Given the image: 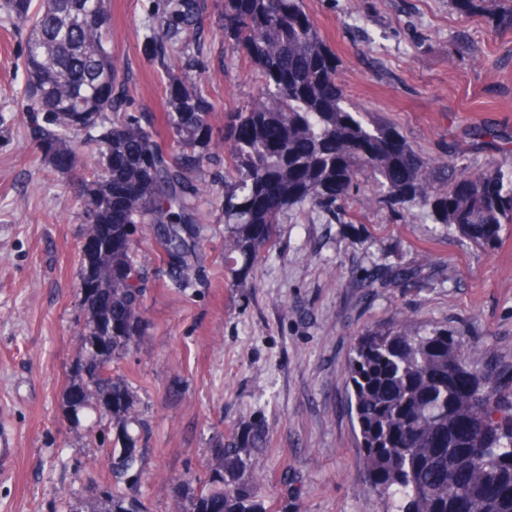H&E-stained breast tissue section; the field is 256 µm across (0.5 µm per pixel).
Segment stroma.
<instances>
[{
    "instance_id": "stroma-1",
    "label": "stroma",
    "mask_w": 512,
    "mask_h": 512,
    "mask_svg": "<svg viewBox=\"0 0 512 512\" xmlns=\"http://www.w3.org/2000/svg\"><path fill=\"white\" fill-rule=\"evenodd\" d=\"M166 0H112L122 112L159 123L165 74L152 38ZM338 59L349 102L389 121L428 157L474 169L512 161V30L451 0H304ZM207 0L187 74L214 110L246 108L257 75L227 48ZM24 33L0 13V512H67L108 482L90 411L65 393L79 335L87 214L40 151L27 113ZM494 138L475 134V124ZM180 268L154 226L132 252L147 279L143 334L117 363L143 428L144 512H177V480L199 490L221 434L266 431L251 449L272 512H384L361 477L344 368L364 328L408 313L512 364V226L492 249L383 206L354 224L284 215L274 246L242 274L224 250V162L216 160ZM408 268L372 285L376 265Z\"/></svg>"
}]
</instances>
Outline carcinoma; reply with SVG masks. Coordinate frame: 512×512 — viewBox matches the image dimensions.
<instances>
[{
  "instance_id": "1",
  "label": "carcinoma",
  "mask_w": 512,
  "mask_h": 512,
  "mask_svg": "<svg viewBox=\"0 0 512 512\" xmlns=\"http://www.w3.org/2000/svg\"><path fill=\"white\" fill-rule=\"evenodd\" d=\"M204 0H176L157 38L166 76L161 122L175 154L140 121L119 115L121 61L112 52L111 0H0L26 32L28 83L22 96L40 149L53 168L74 173L82 136L96 129V167L78 176L89 214L81 279L86 358L72 370L71 410L91 407L113 480L92 507L69 512H142L130 495L144 452L130 429L141 424L128 384L112 363L142 336V276L131 259L145 227L165 225L167 251L182 261L214 149H224V229L228 250L250 263L272 241L285 213L325 214L336 224L373 205L492 248L512 224V162L472 169L429 158L387 121L349 106L336 54L303 0H224L218 27L228 47L259 76L245 110L229 112L224 142L181 57L165 45L191 33ZM498 27L512 30V0H498ZM84 112V128L71 114ZM112 113V122L104 117ZM473 347L438 324L403 317L355 338L345 367L346 396L363 457L362 478L385 512H512V390L493 365L474 367ZM265 431L221 439L205 487L181 497L179 512H267L257 497L266 476L246 448Z\"/></svg>"
}]
</instances>
